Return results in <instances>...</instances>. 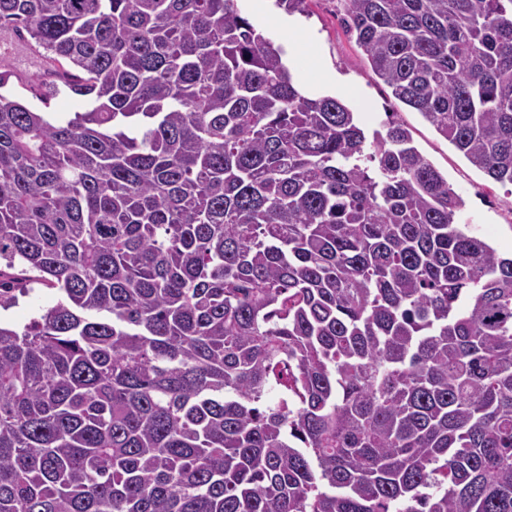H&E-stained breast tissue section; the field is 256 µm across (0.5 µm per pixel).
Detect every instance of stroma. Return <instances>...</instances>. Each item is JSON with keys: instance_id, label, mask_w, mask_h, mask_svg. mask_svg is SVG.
I'll return each instance as SVG.
<instances>
[{"instance_id": "obj_1", "label": "stroma", "mask_w": 512, "mask_h": 512, "mask_svg": "<svg viewBox=\"0 0 512 512\" xmlns=\"http://www.w3.org/2000/svg\"><path fill=\"white\" fill-rule=\"evenodd\" d=\"M241 13L280 47L284 58L296 63L310 96L340 97L341 86L353 88L348 103L366 133L383 130L388 120L410 129L413 144L448 179L466 206L459 223L487 240L499 252L512 253V187L490 181L483 172L445 139L417 111L395 100L382 82L371 77L366 57L345 31L340 0H309L306 13L287 14L275 0H237ZM0 71L9 72L7 84L16 95L32 100L29 81L42 78L44 63L35 54L19 50L10 34L0 31ZM335 73L338 86L327 82Z\"/></svg>"}]
</instances>
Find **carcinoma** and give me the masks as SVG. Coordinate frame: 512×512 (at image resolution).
Wrapping results in <instances>:
<instances>
[{
  "instance_id": "carcinoma-1",
  "label": "carcinoma",
  "mask_w": 512,
  "mask_h": 512,
  "mask_svg": "<svg viewBox=\"0 0 512 512\" xmlns=\"http://www.w3.org/2000/svg\"><path fill=\"white\" fill-rule=\"evenodd\" d=\"M512 185V0H344ZM87 108L2 92L0 512H512V255L237 0H0ZM276 402L264 404L272 390ZM34 291L27 297H20L19 304L8 311L1 310L2 322L7 321L22 327L32 317L43 313L42 307L55 302L58 297L56 290L33 284Z\"/></svg>"
}]
</instances>
